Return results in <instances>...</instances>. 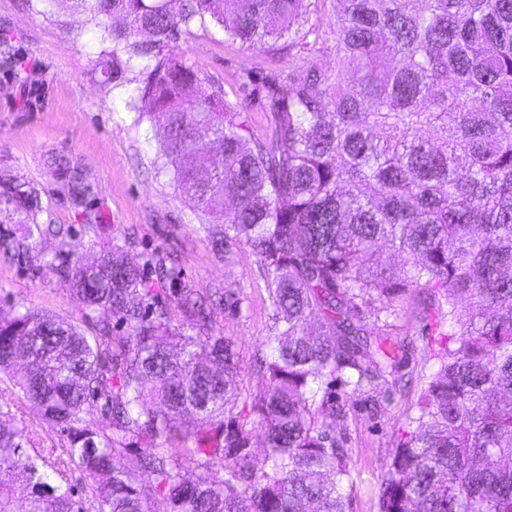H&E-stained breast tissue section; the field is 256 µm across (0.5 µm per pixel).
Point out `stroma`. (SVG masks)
<instances>
[{
  "label": "stroma",
  "mask_w": 512,
  "mask_h": 512,
  "mask_svg": "<svg viewBox=\"0 0 512 512\" xmlns=\"http://www.w3.org/2000/svg\"><path fill=\"white\" fill-rule=\"evenodd\" d=\"M101 48L97 29L64 0L49 8L37 0H0V181L24 176L39 193L38 224L72 230L62 240L33 235L28 264L0 256V317L27 306L69 315L75 305L63 283L40 269L41 257L62 252L90 262L126 229H134L139 250L169 246L177 251L186 282L197 293L240 290L239 310L217 309L215 319L243 359L234 405L242 410L264 385L254 364L270 353L272 310L258 258L241 243L221 256L212 251L185 197L152 165L150 122L134 126L125 89L104 82L95 71ZM176 51L198 71L205 93L221 91L241 103L259 142L270 137V117L253 92L255 79L272 70L285 76L323 69L336 59L329 43L309 54L273 57L228 39L209 22L181 35ZM60 155L81 169L89 187L87 205L101 216L99 228L84 227L82 207L73 203L53 164ZM424 299L423 291L404 292L394 302L393 316L378 329L389 343L413 346L402 357L405 390L377 405L351 396L346 417L334 425L355 478L345 491V512H378L382 476L415 411L420 377L437 367L423 352L435 328ZM0 423L36 432L40 450L61 445L40 426L11 373H0Z\"/></svg>",
  "instance_id": "stroma-1"
}]
</instances>
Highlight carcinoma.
<instances>
[{
    "label": "carcinoma",
    "instance_id": "obj_1",
    "mask_svg": "<svg viewBox=\"0 0 512 512\" xmlns=\"http://www.w3.org/2000/svg\"><path fill=\"white\" fill-rule=\"evenodd\" d=\"M68 2L107 44L95 60L104 80L124 87L137 73L134 124L162 117L156 168L212 250L244 243L257 256L271 355L258 364L266 386L250 398L249 423L227 419L239 352L173 250L136 262L128 232L91 264L43 261L76 309L0 318V371L25 365L17 385L65 440L66 460L36 450L27 426L0 425V512L18 502L85 512L70 466L92 480L98 512H149L147 476L168 512H344L353 477L331 423L346 415L345 396L401 382L400 360L368 322L390 317L410 288L428 293L448 332L379 512H512V0H334L324 28L308 25L318 0H183L178 12L171 0ZM208 20L272 56L335 40L334 67L262 77L266 144L253 142L238 103L195 91L202 79L174 51ZM57 168L83 204L80 171L63 155ZM2 200L36 219L25 178L1 185ZM384 248L400 261L381 260ZM30 252L28 236H0V254ZM128 439L136 451L117 464ZM186 459L208 478H184Z\"/></svg>",
    "mask_w": 512,
    "mask_h": 512
}]
</instances>
